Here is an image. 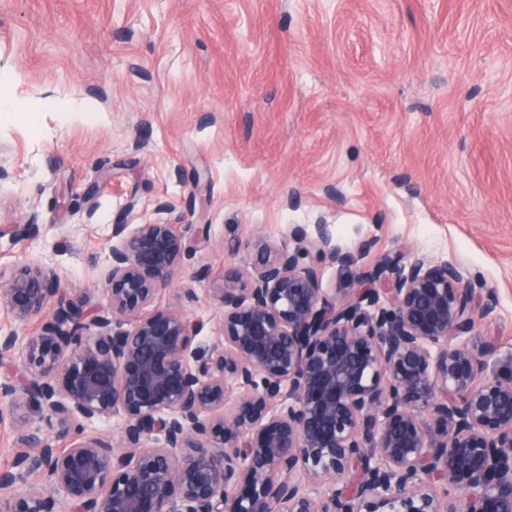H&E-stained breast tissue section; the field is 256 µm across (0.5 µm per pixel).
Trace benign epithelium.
Segmentation results:
<instances>
[{"label":"benign epithelium","mask_w":512,"mask_h":512,"mask_svg":"<svg viewBox=\"0 0 512 512\" xmlns=\"http://www.w3.org/2000/svg\"><path fill=\"white\" fill-rule=\"evenodd\" d=\"M292 237L224 273L208 348L203 321L142 315L191 251L174 224H112L101 310L47 263L0 268L16 319L54 300L39 333L0 327V358L22 357L0 400L74 425L67 447L37 449L23 492L30 452L15 448L0 512H55L58 497L66 512H512V378L486 374L496 348L478 329L492 296L422 255L363 270L368 245L330 247L320 220ZM325 260L355 271L342 298L320 288ZM107 418L120 440L95 430Z\"/></svg>","instance_id":"7a95c632"}]
</instances>
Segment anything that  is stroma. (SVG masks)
I'll return each instance as SVG.
<instances>
[{
	"label": "stroma",
	"instance_id": "stroma-1",
	"mask_svg": "<svg viewBox=\"0 0 512 512\" xmlns=\"http://www.w3.org/2000/svg\"><path fill=\"white\" fill-rule=\"evenodd\" d=\"M0 99V267L99 308L115 219L210 225L157 299L209 346L225 269L320 219L457 264L512 374V0H0ZM20 437L69 442L0 407V469Z\"/></svg>",
	"mask_w": 512,
	"mask_h": 512
}]
</instances>
